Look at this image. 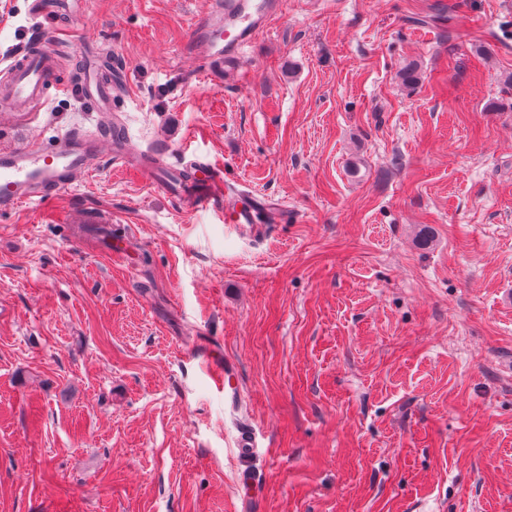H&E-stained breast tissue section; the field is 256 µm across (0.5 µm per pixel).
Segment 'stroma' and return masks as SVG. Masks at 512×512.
I'll return each mask as SVG.
<instances>
[{"instance_id":"stroma-1","label":"stroma","mask_w":512,"mask_h":512,"mask_svg":"<svg viewBox=\"0 0 512 512\" xmlns=\"http://www.w3.org/2000/svg\"><path fill=\"white\" fill-rule=\"evenodd\" d=\"M205 2L85 0L112 112L288 221L186 214L107 160L0 215V512H512V0H284L220 84ZM30 27L0 0V58ZM86 62L72 36L34 138L100 125ZM87 207L111 224L65 223ZM112 65V76L107 78L99 62H89L79 84L84 97L95 105L97 112L104 115L111 112L112 97L122 93L126 86L123 70L115 62Z\"/></svg>"}]
</instances>
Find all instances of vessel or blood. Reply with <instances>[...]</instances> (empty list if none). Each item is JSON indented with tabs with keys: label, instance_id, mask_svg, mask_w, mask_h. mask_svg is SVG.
Wrapping results in <instances>:
<instances>
[{
	"label": "vessel or blood",
	"instance_id": "vessel-or-blood-1",
	"mask_svg": "<svg viewBox=\"0 0 512 512\" xmlns=\"http://www.w3.org/2000/svg\"><path fill=\"white\" fill-rule=\"evenodd\" d=\"M281 0H210L207 10L192 29L194 39L206 48L207 62L199 75L209 81H220L224 71H241L245 49L254 35L264 29L278 14ZM56 0H30L28 13L38 24L33 35L22 46L0 61V100L13 109L12 124L28 125L30 117L45 107L49 92L66 93L68 87L58 81L53 53L62 44L60 30H48L46 24L57 12ZM125 88L121 68H113L104 76L99 63H89L80 90L97 111L111 110L114 96ZM129 142L123 125L104 123L96 131L76 130L44 143L30 138L0 151V213H11L23 205L42 201L67 189L78 178L92 173L102 158H110L122 169H136L156 190L178 200L189 212L200 209L223 215L228 224H284L288 206L279 199L251 195L243 199L234 181L220 169L195 158L188 168L190 179L166 172L157 162L132 167L127 153Z\"/></svg>",
	"mask_w": 512,
	"mask_h": 512
}]
</instances>
